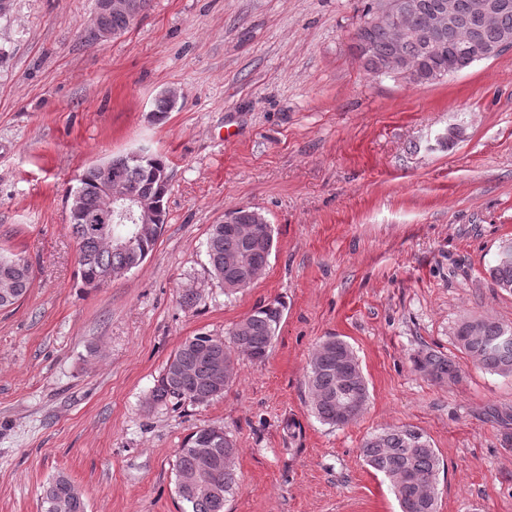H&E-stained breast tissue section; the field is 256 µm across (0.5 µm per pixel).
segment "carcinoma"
<instances>
[{"mask_svg":"<svg viewBox=\"0 0 512 512\" xmlns=\"http://www.w3.org/2000/svg\"><path fill=\"white\" fill-rule=\"evenodd\" d=\"M412 23L419 37L396 42L393 31L383 25L356 29L354 44L357 58L364 69L382 75L381 66L393 49L407 58L411 65L435 77L448 66L461 72L472 65L469 54L458 53L448 58V44L465 39L461 31H449L441 39V46L428 45L429 36L418 16ZM503 29L512 30V11L502 14L496 23L483 30L487 42L496 41ZM112 181L152 203L156 221L141 224L142 238L133 249H109L87 236L86 224L70 220L72 236L78 246V272L82 284L97 288L98 276L107 271L117 279L142 264L152 252L165 226V197L169 192V174L166 163L145 152L138 159L129 155L111 159ZM104 182L97 167L91 166L79 173L76 187L68 200L80 205L86 214L98 210L102 201ZM255 208L241 206L225 214L228 222L214 224L207 240L209 264L214 278L225 284L229 280L228 261L250 257L255 266L268 261L273 242L271 224H259L253 215ZM493 284L512 291V262H494L488 269ZM32 281L31 265L24 258L0 252V308L19 302ZM284 305L273 301L262 305L246 317V329L240 334L229 333L224 341L206 334L185 339L167 360L162 373L151 390L150 403L154 406H180L197 395L207 402L224 394L231 380L215 385L211 381L210 362L198 357V349L208 347L216 357H237L246 354L253 361H264L273 346L280 327ZM458 347L487 371L512 375V324L490 319L466 318L459 322L454 333ZM414 367L424 376L436 380L456 382L459 368L447 357L434 351H420L413 357ZM357 358L344 340L329 336L321 341L311 354L306 374V385L312 410L323 423L340 428V404L353 391L360 395V405L347 424L357 421L369 399L364 377L352 375ZM212 452L222 457L236 455V443L219 426H206L189 434L178 449L175 459L176 477L195 471L203 455ZM364 463L382 475L397 497L401 512H437V498L431 494L440 470V460L428 438L413 427L384 430L368 437L361 448ZM237 484L234 469L220 473L217 493L210 496L193 494L181 483H176V494L186 504V512H224V502ZM44 512H86L84 496L64 474H59L43 487Z\"/></svg>","mask_w":512,"mask_h":512,"instance_id":"1","label":"carcinoma"}]
</instances>
